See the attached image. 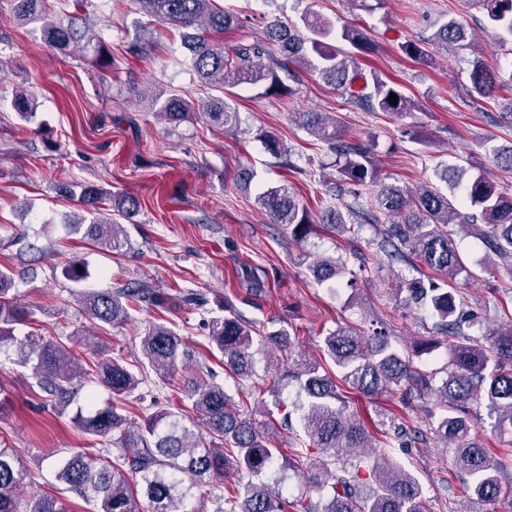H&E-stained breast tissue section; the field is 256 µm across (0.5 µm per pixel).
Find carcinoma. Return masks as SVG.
<instances>
[{
	"instance_id": "cac0c4a2",
	"label": "carcinoma",
	"mask_w": 512,
	"mask_h": 512,
	"mask_svg": "<svg viewBox=\"0 0 512 512\" xmlns=\"http://www.w3.org/2000/svg\"><path fill=\"white\" fill-rule=\"evenodd\" d=\"M46 0H13L15 20L26 25L41 24L44 41L58 52H65L81 39L71 24L52 18ZM140 10L159 23L182 31V44L190 54L192 67L205 84L224 90L249 85L265 96L282 97L293 93L282 75L295 79L296 69L319 72L345 96V102L368 112L403 114L414 102L397 83L375 71L362 69L359 57L375 53L377 45L363 29L336 24L318 14H304L300 24L276 21L265 29L264 39L241 45L233 54H224L219 36L238 23L222 0H136ZM483 13V29L492 30L501 44L512 45V0H469ZM471 30L450 19L440 24L427 43L443 50L465 49L471 43ZM279 46V56L262 62L264 42ZM401 53L415 61L427 57L424 43L406 40ZM469 96L489 98L502 84L498 72L479 60L473 62ZM396 94L397 102L389 100ZM149 110L170 124L179 123L190 114L201 113L210 124L224 127L236 119L228 103L195 102L174 91L156 92ZM298 122L336 155V165L344 181L352 186L353 203L344 204L358 223L344 219L338 208H327L318 217L299 204L285 187L259 192L256 203L276 224L288 226L291 235L304 241L319 228L350 234L355 242L365 223L387 218L389 226L380 243L392 260L402 256L405 246L410 254L436 271L446 282H453L471 270L459 253L449 227L457 224L471 229L481 238L493 260L512 270V197L499 191L482 177L461 181L462 168L444 169L442 179L449 192L432 186L415 191L383 181L368 142L348 139L341 121L323 112H300ZM371 186L365 199L359 187ZM109 193L98 185L87 184L81 202L93 214L88 235L99 246L118 251L125 243L120 220H128L138 210L131 196L112 197L113 212L102 211ZM362 258L353 248L347 256H321L312 272L320 282L337 280L350 260ZM13 273L0 268V357H10L3 345L13 340L15 326L31 323L35 313L16 305L8 297ZM389 292L406 293L405 305L429 310L436 319L438 335L421 339L413 351L403 355L392 344L391 336L380 330H364L346 325L324 339L325 352L342 372V379L360 394L371 397L386 387H395L406 405L416 401L431 402L428 416H438L436 426L425 431L418 423H396L383 417L376 423L385 438V457L365 462L372 447L366 426L355 416L336 407L340 396L336 382L320 373L321 365L293 350L290 334L278 330L265 336L283 354L287 377L299 383L293 411H284L282 421L292 428L291 415L297 413L304 447L293 449L294 457L284 454L278 442L257 429L244 416L241 406L217 384L191 386L193 406L203 417L208 437L191 432L176 415L155 413L166 421L159 429L153 424L136 431L125 427L121 400L135 391L140 379L121 360L108 359L95 365V376L108 388L113 401L90 413L78 412L73 422L97 439L109 438L117 445V455L104 448L95 457L76 455L56 470V480L86 502L100 504V512H190L184 508L192 490L205 487L207 494L221 504L224 499H239V510L230 512H427L418 478L389 458L393 450L406 442L426 440V434L452 450L455 469L474 477L471 487L477 499L491 501L512 494V484L504 481L508 463L494 460L474 433L478 423L471 403L477 397L486 402L491 430L500 439L512 438V315L496 328L482 334L477 344L469 329L473 322L463 320L465 300L441 284L402 276L391 284ZM163 304L167 297L141 284L117 290L82 294L78 302L85 314L99 328L118 324L127 315V305L136 301ZM254 325L231 312L208 323V339L224 357V372L234 379L254 374L252 353ZM446 344L452 355V368L441 384L414 363V358L429 354ZM182 339L169 327L156 324L141 339V350L148 366L168 375L175 371L182 356ZM20 362L32 364L40 388L59 397V411L65 413L73 382L80 377L72 350L58 340H37L29 335L15 343ZM120 432L116 439L112 433ZM320 452L324 458L311 463L304 474L310 491L321 493L331 488L326 500L290 501L283 490L252 478L276 467L282 469L294 460ZM233 471L250 481L233 489L224 486V475ZM29 478L13 449L0 448V512H19L15 491ZM25 512H67L57 498L36 495L27 502Z\"/></svg>"
}]
</instances>
